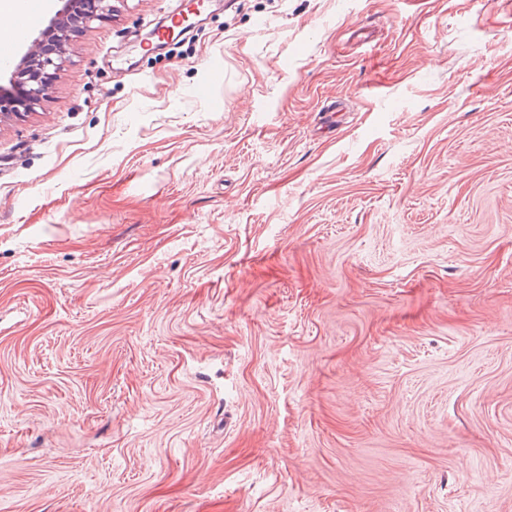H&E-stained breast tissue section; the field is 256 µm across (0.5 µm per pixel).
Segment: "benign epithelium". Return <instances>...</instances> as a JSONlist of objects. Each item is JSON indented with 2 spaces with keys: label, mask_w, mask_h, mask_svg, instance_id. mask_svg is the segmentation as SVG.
<instances>
[{
  "label": "benign epithelium",
  "mask_w": 512,
  "mask_h": 512,
  "mask_svg": "<svg viewBox=\"0 0 512 512\" xmlns=\"http://www.w3.org/2000/svg\"><path fill=\"white\" fill-rule=\"evenodd\" d=\"M73 0H65L50 19V28L64 29L71 23ZM44 33L31 41L29 48L21 57L8 84L0 85V112L28 109L44 95L48 81L52 78L50 70H59L65 62L64 54H53L43 49Z\"/></svg>",
  "instance_id": "7a95c632"
}]
</instances>
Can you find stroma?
Segmentation results:
<instances>
[{
  "instance_id": "stroma-1",
  "label": "stroma",
  "mask_w": 512,
  "mask_h": 512,
  "mask_svg": "<svg viewBox=\"0 0 512 512\" xmlns=\"http://www.w3.org/2000/svg\"><path fill=\"white\" fill-rule=\"evenodd\" d=\"M110 3L0 118V512H512V0Z\"/></svg>"
}]
</instances>
